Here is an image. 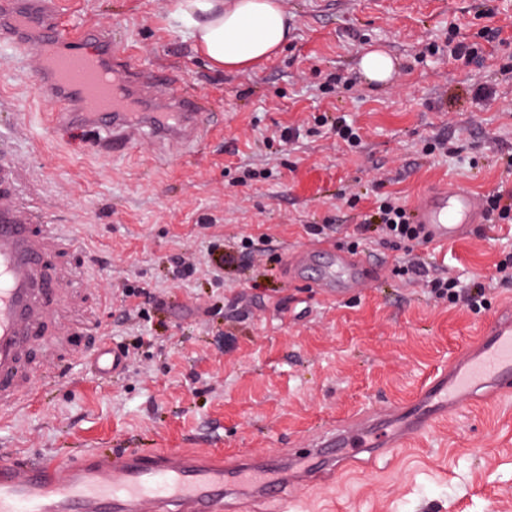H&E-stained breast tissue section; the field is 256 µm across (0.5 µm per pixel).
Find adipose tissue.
Masks as SVG:
<instances>
[{
    "instance_id": "obj_1",
    "label": "adipose tissue",
    "mask_w": 512,
    "mask_h": 512,
    "mask_svg": "<svg viewBox=\"0 0 512 512\" xmlns=\"http://www.w3.org/2000/svg\"><path fill=\"white\" fill-rule=\"evenodd\" d=\"M172 17L214 68L227 71L278 54L292 31L280 0H177Z\"/></svg>"
}]
</instances>
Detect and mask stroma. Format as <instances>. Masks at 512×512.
Listing matches in <instances>:
<instances>
[{
    "instance_id": "1",
    "label": "stroma",
    "mask_w": 512,
    "mask_h": 512,
    "mask_svg": "<svg viewBox=\"0 0 512 512\" xmlns=\"http://www.w3.org/2000/svg\"><path fill=\"white\" fill-rule=\"evenodd\" d=\"M287 46L247 71L210 67L169 23L172 0H58L78 26L111 29L145 67L177 71L222 116L198 155L160 158L152 139L128 155L97 152L52 132L57 107L0 46V146L18 170L15 197L74 243L76 329L59 362L33 352L46 386L0 418V456L66 458L89 448L208 449L274 454L308 447L332 422L411 398L472 342L512 283V222L482 224L448 244L364 241L378 279L324 300L284 259L320 241L347 247L381 196L412 204L434 186L512 194V0H282ZM493 10L504 46L481 65L428 53L449 25L473 40ZM380 49L396 62L373 87L358 62ZM344 115L348 147L316 117ZM301 128L285 140L286 128ZM265 237L275 251L216 268L212 248ZM490 288L481 308L430 298L396 273L408 254ZM194 265L188 277L179 261ZM142 288L157 304L135 314ZM128 352L103 380L82 359L91 338ZM288 512H512V395L463 405L453 420L358 467L332 487L298 489Z\"/></svg>"
}]
</instances>
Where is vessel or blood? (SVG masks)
I'll return each mask as SVG.
<instances>
[{"label": "vessel or blood", "instance_id": "1", "mask_svg": "<svg viewBox=\"0 0 512 512\" xmlns=\"http://www.w3.org/2000/svg\"><path fill=\"white\" fill-rule=\"evenodd\" d=\"M0 43L30 66L40 94L58 105L56 133L71 140L94 130L95 147L128 151L141 135L164 149H193L213 115L206 99L180 91L168 70L136 64L105 30L63 23L52 0H0ZM17 170L0 157V416L32 402L36 371L21 359L37 334L53 342L71 279L58 255L71 243L55 225L10 200ZM426 245L462 237L484 221L474 192L436 189L412 206ZM326 265L314 282L329 300L369 285L376 268L357 253L318 244L294 252L290 275L316 260ZM126 355L100 342L90 353L96 374L125 368ZM512 392V306L408 401L382 403L316 435L306 454L233 455L223 463L202 452L157 449L114 456L84 451L70 461H0V512H284L295 488L332 484L349 468L372 464L418 438L461 405Z\"/></svg>", "mask_w": 512, "mask_h": 512}]
</instances>
